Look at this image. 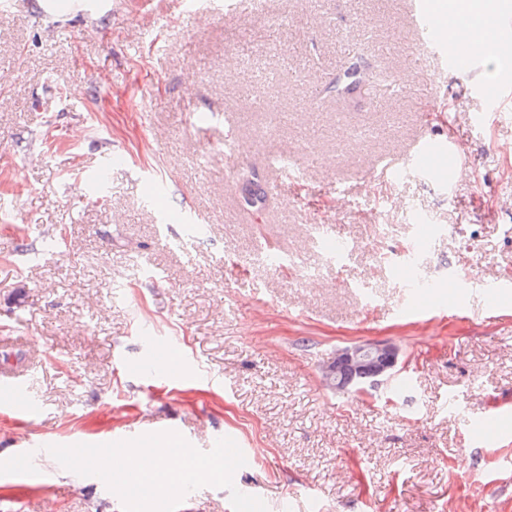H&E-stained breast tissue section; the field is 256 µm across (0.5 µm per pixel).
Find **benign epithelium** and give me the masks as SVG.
Masks as SVG:
<instances>
[{"label": "benign epithelium", "instance_id": "benign-epithelium-1", "mask_svg": "<svg viewBox=\"0 0 512 512\" xmlns=\"http://www.w3.org/2000/svg\"><path fill=\"white\" fill-rule=\"evenodd\" d=\"M398 350L389 343L366 342L354 344L339 350L325 366L324 375L327 384L338 392L352 384L345 376L347 369H360L366 364L378 366L377 376H387L397 365Z\"/></svg>", "mask_w": 512, "mask_h": 512}]
</instances>
